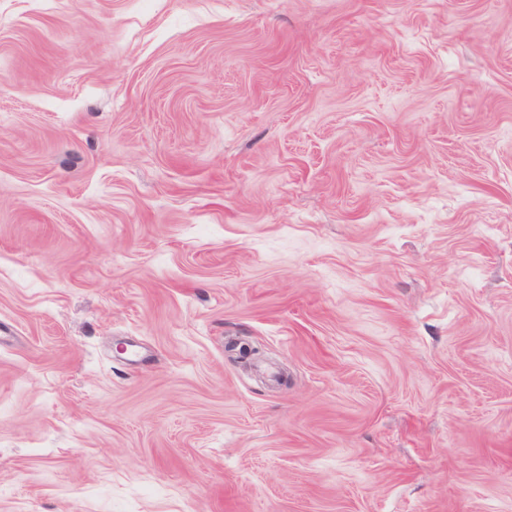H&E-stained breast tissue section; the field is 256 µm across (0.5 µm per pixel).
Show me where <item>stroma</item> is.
<instances>
[{"mask_svg": "<svg viewBox=\"0 0 512 512\" xmlns=\"http://www.w3.org/2000/svg\"><path fill=\"white\" fill-rule=\"evenodd\" d=\"M0 512H512V0H0Z\"/></svg>", "mask_w": 512, "mask_h": 512, "instance_id": "obj_1", "label": "stroma"}]
</instances>
